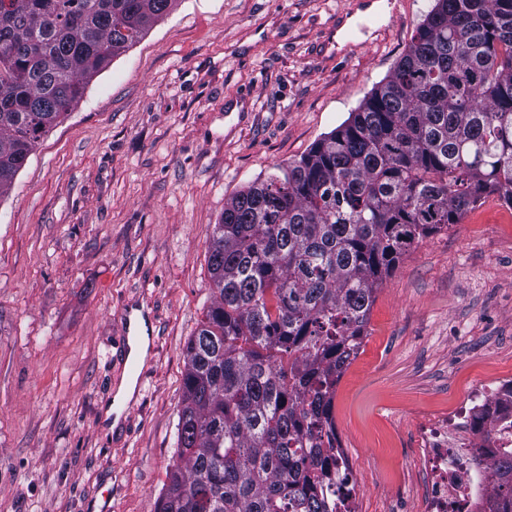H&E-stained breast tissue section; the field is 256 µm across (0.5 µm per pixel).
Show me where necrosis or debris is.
Listing matches in <instances>:
<instances>
[{"label": "necrosis or debris", "mask_w": 512, "mask_h": 512, "mask_svg": "<svg viewBox=\"0 0 512 512\" xmlns=\"http://www.w3.org/2000/svg\"><path fill=\"white\" fill-rule=\"evenodd\" d=\"M429 483L422 512H484L497 500L493 460L512 453V379L476 387L451 414L427 424L420 436ZM356 480L337 457L323 495L336 512H355Z\"/></svg>", "instance_id": "necrosis-or-debris-1"}]
</instances>
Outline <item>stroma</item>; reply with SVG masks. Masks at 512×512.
I'll return each mask as SVG.
<instances>
[{
	"instance_id": "35a3bbf8",
	"label": "stroma",
	"mask_w": 512,
	"mask_h": 512,
	"mask_svg": "<svg viewBox=\"0 0 512 512\" xmlns=\"http://www.w3.org/2000/svg\"><path fill=\"white\" fill-rule=\"evenodd\" d=\"M177 0L87 85L0 198V512H155L185 350L212 302L224 204L300 158L393 71L435 0ZM366 31H359L361 22ZM512 208L488 196L415 243L333 397L358 512H419V435L512 377ZM156 343L116 430L120 318Z\"/></svg>"
}]
</instances>
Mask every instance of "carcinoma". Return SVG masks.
<instances>
[{
	"mask_svg": "<svg viewBox=\"0 0 512 512\" xmlns=\"http://www.w3.org/2000/svg\"><path fill=\"white\" fill-rule=\"evenodd\" d=\"M175 3L0 0V198ZM492 194L512 207V0H435L346 122L224 204L156 512H329L333 395L384 276ZM492 471L512 490V454Z\"/></svg>",
	"mask_w": 512,
	"mask_h": 512,
	"instance_id": "obj_1",
	"label": "carcinoma"
}]
</instances>
